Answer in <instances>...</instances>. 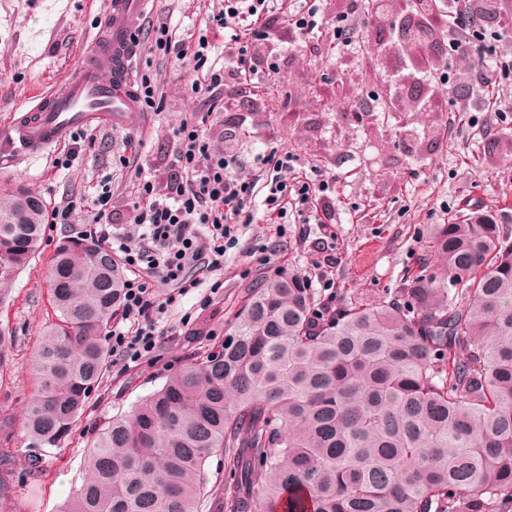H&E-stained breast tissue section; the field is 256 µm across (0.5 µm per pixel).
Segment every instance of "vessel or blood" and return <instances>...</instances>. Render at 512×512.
I'll return each mask as SVG.
<instances>
[{
    "label": "vessel or blood",
    "instance_id": "obj_1",
    "mask_svg": "<svg viewBox=\"0 0 512 512\" xmlns=\"http://www.w3.org/2000/svg\"><path fill=\"white\" fill-rule=\"evenodd\" d=\"M151 0H109V10L63 93L42 97L14 116L1 140L38 156L77 127L120 121L137 111L132 96L131 35Z\"/></svg>",
    "mask_w": 512,
    "mask_h": 512
}]
</instances>
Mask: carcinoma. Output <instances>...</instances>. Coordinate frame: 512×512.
Segmentation results:
<instances>
[{"mask_svg": "<svg viewBox=\"0 0 512 512\" xmlns=\"http://www.w3.org/2000/svg\"><path fill=\"white\" fill-rule=\"evenodd\" d=\"M45 220L30 190L0 191V308ZM428 244L452 288L418 277L398 298L328 308L301 274L256 279L222 340L100 429L58 512H201L217 452L234 512H512V238L478 211ZM123 282L91 238L49 257L53 320L23 414L34 447L84 414ZM12 366L0 327V384Z\"/></svg>", "mask_w": 512, "mask_h": 512, "instance_id": "1", "label": "carcinoma"}]
</instances>
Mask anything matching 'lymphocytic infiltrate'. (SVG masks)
<instances>
[{"label":"lymphocytic infiltrate","instance_id":"1","mask_svg":"<svg viewBox=\"0 0 512 512\" xmlns=\"http://www.w3.org/2000/svg\"><path fill=\"white\" fill-rule=\"evenodd\" d=\"M321 13L320 0H224L208 17L212 28L224 33V63L218 68L207 64L213 43L204 33L186 38L169 23L146 20L137 26L134 43L162 52L172 65L191 71L192 92L223 88L224 111L260 112L263 100L243 96V82L264 83L281 65L293 64L298 42L321 33ZM466 13L473 35L495 38L512 32V10L504 0H466ZM405 22L425 28L427 36L410 46L394 71L397 82L418 85L412 99L418 111H446L448 102L439 94L432 72L417 71L413 63L426 54L439 61L447 58L448 42L440 34L451 25L448 14L432 10L419 16L409 5L362 18L348 9L337 12L332 35L343 46V65L365 60L360 49L363 27L375 32V55L380 58L400 43ZM205 124L202 117L183 119L172 131L179 149L164 171L162 185L147 180L136 189L132 210L138 233L113 229L108 192L97 198L89 235L111 249L126 271L123 305L112 321V354L119 359L135 362L154 352L164 334L161 315L177 296L201 286L203 274L223 270L224 242L232 238L236 225L252 223L251 203L258 194H265L271 218L292 207L299 213L314 212L321 224L335 221L333 204L309 183L291 189L279 181L263 190L265 171H288L290 155L274 150L262 156L258 168L245 169L232 151L214 147ZM158 282L169 286V294L156 292Z\"/></svg>","mask_w":512,"mask_h":512}]
</instances>
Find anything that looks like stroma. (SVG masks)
<instances>
[{"label":"stroma","mask_w":512,"mask_h":512,"mask_svg":"<svg viewBox=\"0 0 512 512\" xmlns=\"http://www.w3.org/2000/svg\"><path fill=\"white\" fill-rule=\"evenodd\" d=\"M109 0H0V130L15 109L32 105L34 95L59 93L78 65L83 48L103 22ZM210 0H156L153 20L180 30L204 28ZM297 50L314 70L312 91L291 98L299 68H281L266 85L267 109L247 114L233 143L244 164L277 148L294 155L297 171L328 184L336 221L321 224H268L257 203L253 223L241 226L237 243L224 256L223 285L209 284L178 297L155 351L134 365L111 364L90 396L85 413L57 448L29 447L21 414L36 375L30 357L53 312L48 303L44 259L33 260L14 281L12 301L0 312L16 338L9 384L0 386V417L12 421L13 455L0 470V512H57L79 488L91 438L113 415L131 410L159 389L166 377L223 337L245 289L260 276L298 272L317 292L331 291L339 303L396 293L418 276L444 281L443 263L427 246L431 230L450 214L491 211L512 235V84L497 102L482 89L486 64L512 59V34L449 50L435 76L448 89L444 112H392L347 123L337 115L341 102L370 92L388 99L385 65L369 62L345 74L336 59L312 41ZM136 68L151 67L167 91L160 112H131L120 124L96 123L73 165L59 167L57 151L31 159L0 148V186L20 184L42 197L46 207L76 200L69 223L47 228L46 251L65 237L83 235L91 220V200L109 180V208L123 223L133 221L130 194L153 179L175 154L172 130L190 112L208 113L206 128L223 148L224 113H209L211 97L192 93L183 69L138 51ZM140 155V170L122 168L126 145Z\"/></svg>","instance_id":"stroma-1"}]
</instances>
